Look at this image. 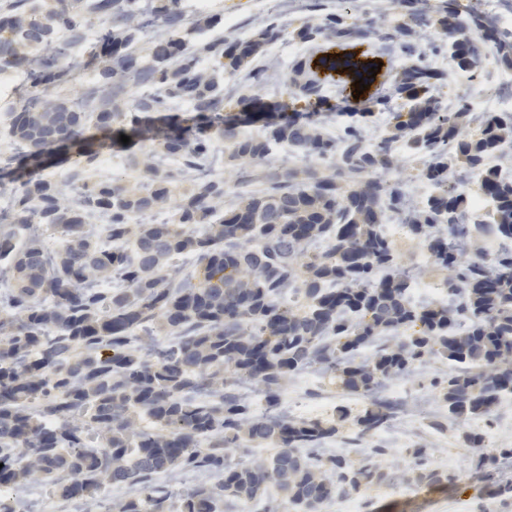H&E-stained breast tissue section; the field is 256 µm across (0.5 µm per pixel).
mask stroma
Wrapping results in <instances>:
<instances>
[{"mask_svg":"<svg viewBox=\"0 0 512 512\" xmlns=\"http://www.w3.org/2000/svg\"><path fill=\"white\" fill-rule=\"evenodd\" d=\"M207 12L232 21L231 35L249 37L255 25L269 15L281 16L286 22L299 19L304 14V0H279L272 11L262 0H210ZM449 370L448 363L437 358L413 366L403 397L394 403L388 430L374 436L371 444L356 445L343 428L322 448L323 454H340L352 460L367 453L373 444L400 460L408 449L423 448L429 454L430 469L442 474V481L405 487L385 481L367 490L343 494L325 505L323 512H343L349 503L357 512H512V497L490 496L493 488L512 485V406L466 425L450 419L437 387ZM313 403L324 404L320 417L330 420L338 407L357 413L367 400L359 395L345 396L341 388L311 368L289 378L279 408L288 417L298 419L302 406ZM473 431L495 435L497 447L505 449L506 454L495 470L463 480L459 473L469 467L465 436ZM15 491L22 503L28 504V512H82V501L62 499L53 485L32 481L17 485Z\"/></svg>","mask_w":512,"mask_h":512,"instance_id":"35a3bbf8","label":"stroma"}]
</instances>
